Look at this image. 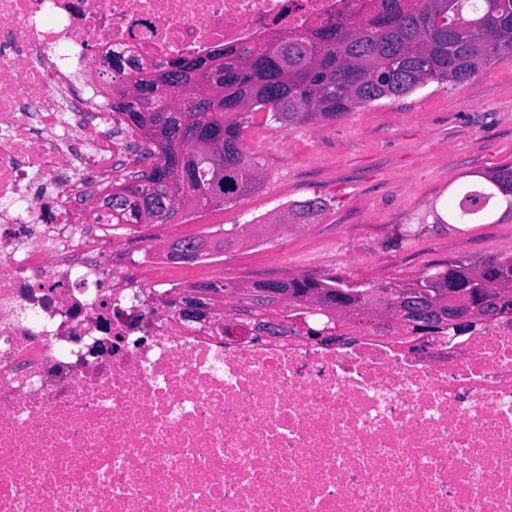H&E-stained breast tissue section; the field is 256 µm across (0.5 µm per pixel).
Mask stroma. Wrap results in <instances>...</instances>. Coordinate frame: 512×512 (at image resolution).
<instances>
[{"label":"stroma","instance_id":"obj_1","mask_svg":"<svg viewBox=\"0 0 512 512\" xmlns=\"http://www.w3.org/2000/svg\"><path fill=\"white\" fill-rule=\"evenodd\" d=\"M259 187L201 217L145 233L164 238L243 226L246 235L187 283L245 285L288 275H337L379 286L412 279L455 257H512V214L488 224H443L439 211L479 172L512 162V62L457 87L430 84L335 120L283 127L251 114L242 131ZM317 199L314 222L278 227V217Z\"/></svg>","mask_w":512,"mask_h":512}]
</instances>
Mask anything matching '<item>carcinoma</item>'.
<instances>
[{
    "label": "carcinoma",
    "mask_w": 512,
    "mask_h": 512,
    "mask_svg": "<svg viewBox=\"0 0 512 512\" xmlns=\"http://www.w3.org/2000/svg\"><path fill=\"white\" fill-rule=\"evenodd\" d=\"M512 62V0H381V8L338 26L327 22L300 31H275L262 46L229 45L219 52L171 60L158 73L139 74L112 87V110L141 139L145 168L131 171L104 196L114 224H151L191 217L227 206L259 186L256 163L241 147V131L254 112L288 126L313 119L336 120L387 97L436 83L459 86L479 71ZM224 127L223 147L206 150L194 140L200 127ZM461 187L448 205L457 224L503 204L512 211V163ZM324 204L312 200L292 210L311 221ZM266 290L264 305L312 307L311 322L365 325L357 309L374 292L400 296L427 288L512 290V257L473 263L455 258L434 264L411 280L382 286H349L336 275L309 274L254 282ZM350 311L334 315L336 300Z\"/></svg>",
    "instance_id": "carcinoma-1"
}]
</instances>
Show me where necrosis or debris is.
<instances>
[{
	"instance_id": "1",
	"label": "necrosis or debris",
	"mask_w": 512,
	"mask_h": 512,
	"mask_svg": "<svg viewBox=\"0 0 512 512\" xmlns=\"http://www.w3.org/2000/svg\"><path fill=\"white\" fill-rule=\"evenodd\" d=\"M368 0H0V512H512V315L406 349L224 338L105 210L93 50L159 69ZM189 294L175 297L171 304L179 308L183 320L193 322L201 320L205 315L210 317L209 308L204 306L201 300L207 296V292L199 289H189Z\"/></svg>"
}]
</instances>
